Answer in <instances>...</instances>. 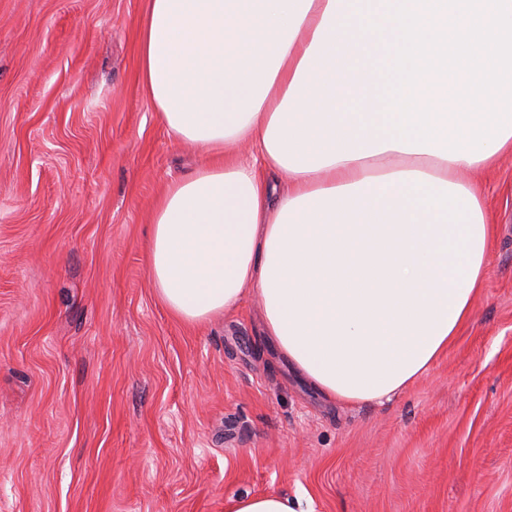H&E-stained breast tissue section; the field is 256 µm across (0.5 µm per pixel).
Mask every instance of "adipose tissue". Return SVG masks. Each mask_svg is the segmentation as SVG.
I'll list each match as a JSON object with an SVG mask.
<instances>
[{
	"mask_svg": "<svg viewBox=\"0 0 512 512\" xmlns=\"http://www.w3.org/2000/svg\"><path fill=\"white\" fill-rule=\"evenodd\" d=\"M381 0H149L141 77L168 131L212 164L156 202L147 260L179 320L235 310L247 292L264 333L331 400L406 391L473 314L494 236L481 188L445 159L455 81L430 73L433 154L379 131L398 118L383 90L394 42ZM249 143L257 163L237 160ZM288 179L273 198L266 173Z\"/></svg>",
	"mask_w": 512,
	"mask_h": 512,
	"instance_id": "obj_1",
	"label": "adipose tissue"
}]
</instances>
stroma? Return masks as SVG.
I'll use <instances>...</instances> for the list:
<instances>
[{
	"label": "stroma",
	"mask_w": 512,
	"mask_h": 512,
	"mask_svg": "<svg viewBox=\"0 0 512 512\" xmlns=\"http://www.w3.org/2000/svg\"><path fill=\"white\" fill-rule=\"evenodd\" d=\"M147 0H0V512H512V153L486 280L390 402L298 377L258 297L188 325L151 283L166 184L208 166L140 75ZM227 512H303L288 497L268 493L238 496L231 502Z\"/></svg>",
	"instance_id": "stroma-1"
}]
</instances>
